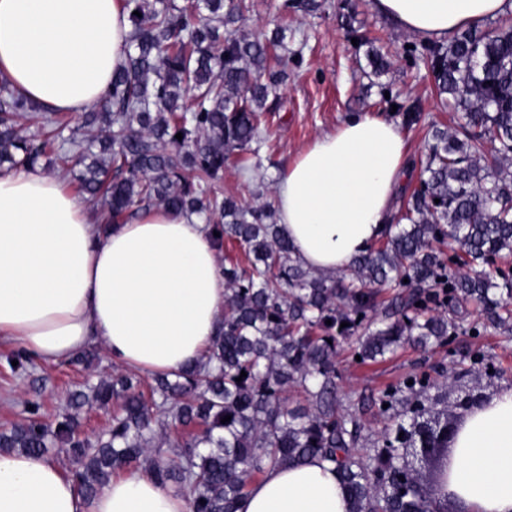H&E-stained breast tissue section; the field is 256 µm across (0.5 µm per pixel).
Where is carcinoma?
Listing matches in <instances>:
<instances>
[{"label":"carcinoma","instance_id":"1","mask_svg":"<svg viewBox=\"0 0 512 512\" xmlns=\"http://www.w3.org/2000/svg\"><path fill=\"white\" fill-rule=\"evenodd\" d=\"M125 8V62L81 124L0 82V167L33 169L50 156L70 162L105 215L102 232L128 211L163 208L210 225L219 252L234 243L245 261L224 257V318L205 363L158 376L146 391L120 373L75 390L54 428L30 401L28 417L0 431V451L47 456L61 443L87 498L144 462L159 484L187 496L191 512H237L266 468L319 458L336 471L347 512H447L453 420L435 406L458 373L414 370L368 404L341 397L336 354L348 338L364 363L406 341L425 351L460 331L512 335V268L497 265L512 256V22L421 46L415 61L431 73L454 125L431 126L408 200L377 244L331 276L292 257L273 203L211 192L227 166L261 164L263 111L287 76L267 73V61L285 48L284 33L240 34L243 0H125ZM366 56L372 75L386 71L378 49ZM397 112L408 128L422 118L417 100ZM471 306L479 318L468 323ZM5 361L17 375L35 366L20 349ZM112 401L110 429L80 437V411ZM369 406L388 427L367 452ZM405 448L441 449L427 489L394 484Z\"/></svg>","mask_w":512,"mask_h":512}]
</instances>
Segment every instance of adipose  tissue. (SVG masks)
<instances>
[{"instance_id": "ef3b65f1", "label": "adipose tissue", "mask_w": 512, "mask_h": 512, "mask_svg": "<svg viewBox=\"0 0 512 512\" xmlns=\"http://www.w3.org/2000/svg\"><path fill=\"white\" fill-rule=\"evenodd\" d=\"M407 33L445 42L512 14V0H374ZM130 31L124 0H0V78L55 112L107 91ZM399 126L355 113L316 137L276 183L292 255L333 275L382 234L407 168ZM62 176L0 173V341L58 362L101 347L108 362L166 374L202 361L224 313V277L206 224L155 208L101 233ZM448 492L463 512H512V385L457 421ZM0 512H190L139 467L91 499L50 458L0 453ZM237 512H347L328 464L268 469Z\"/></svg>"}]
</instances>
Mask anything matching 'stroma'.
I'll return each instance as SVG.
<instances>
[{
    "label": "stroma",
    "instance_id": "1",
    "mask_svg": "<svg viewBox=\"0 0 512 512\" xmlns=\"http://www.w3.org/2000/svg\"><path fill=\"white\" fill-rule=\"evenodd\" d=\"M247 2L243 33L283 27L289 50L301 51L303 62L300 67L289 68L280 89L277 110L266 126L270 145L260 150L261 168L246 176L236 168H226L216 185L219 196L235 195L252 201V185L261 181L266 187L265 200H272L279 172L316 136L335 130L353 113L392 118V111L381 101L385 91L397 101L416 99L421 103V124L402 130L411 161L405 182L415 185L429 125L450 121L448 111L434 94L431 75L423 66L412 63L410 49L418 45V38L375 11L372 0H317L319 7L314 11L283 10V0ZM368 38L374 40L389 63L387 71L378 77L370 75L365 51L358 46L359 41ZM12 350V345L0 344V426L22 421L31 400L41 403L46 420H53L64 409L68 393L75 386L110 378L114 372L101 356L79 367L41 362L30 375L17 377L5 365V357ZM477 350L492 359L499 377L490 379L471 370L469 357ZM440 364L464 373L467 386L491 394L502 384H512V336L492 330L481 336L462 334L443 348L423 353L407 345L390 360L366 364L356 361L352 343L345 342L338 356L341 387L356 396L398 383L412 368Z\"/></svg>",
    "mask_w": 512,
    "mask_h": 512
}]
</instances>
